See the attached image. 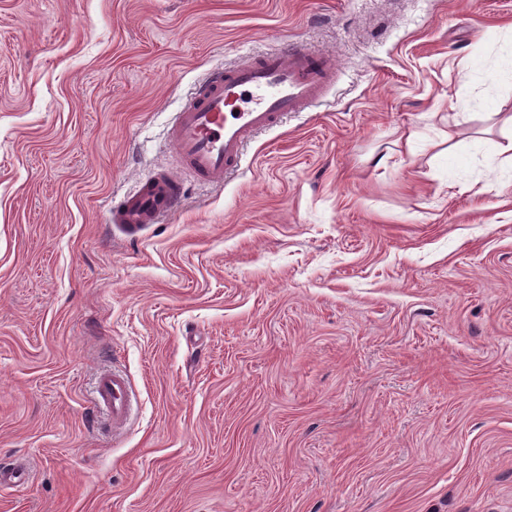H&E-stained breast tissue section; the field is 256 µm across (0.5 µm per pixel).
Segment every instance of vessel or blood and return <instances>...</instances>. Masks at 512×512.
Returning a JSON list of instances; mask_svg holds the SVG:
<instances>
[{
	"label": "vessel or blood",
	"instance_id": "1",
	"mask_svg": "<svg viewBox=\"0 0 512 512\" xmlns=\"http://www.w3.org/2000/svg\"><path fill=\"white\" fill-rule=\"evenodd\" d=\"M334 69L330 55L292 50L266 52L230 68L210 70L177 112L171 129L177 171L154 174L139 185L115 210L114 223L135 233L152 217L174 212L178 172H187L203 186L223 184L228 174L240 170L246 142L280 126L288 113L321 99ZM97 394V404L113 426L128 420L131 389L122 374L100 371Z\"/></svg>",
	"mask_w": 512,
	"mask_h": 512
}]
</instances>
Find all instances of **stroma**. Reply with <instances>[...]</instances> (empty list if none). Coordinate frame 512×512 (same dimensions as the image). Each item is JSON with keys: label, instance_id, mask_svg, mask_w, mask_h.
Wrapping results in <instances>:
<instances>
[{"label": "stroma", "instance_id": "1", "mask_svg": "<svg viewBox=\"0 0 512 512\" xmlns=\"http://www.w3.org/2000/svg\"><path fill=\"white\" fill-rule=\"evenodd\" d=\"M512 0H0V512H512ZM331 54L123 232L211 69ZM463 106L449 115L448 98ZM460 166L457 185L448 169ZM135 395L119 432L97 373ZM505 74L512 76L511 47L510 50L505 51V55L500 56L496 61L490 62L480 59L479 63L471 66L468 71V77L471 81L481 83L487 89H492ZM177 174L172 171L152 175L142 185H138L127 202L115 210L114 224H123L130 232L140 231L142 224L155 215L172 213L177 207Z\"/></svg>", "mask_w": 512, "mask_h": 512}]
</instances>
